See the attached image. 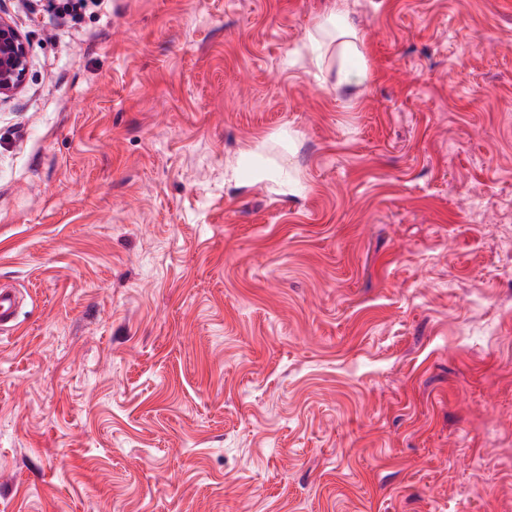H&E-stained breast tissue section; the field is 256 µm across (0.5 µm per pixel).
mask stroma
Returning a JSON list of instances; mask_svg holds the SVG:
<instances>
[{
  "label": "stroma",
  "mask_w": 512,
  "mask_h": 512,
  "mask_svg": "<svg viewBox=\"0 0 512 512\" xmlns=\"http://www.w3.org/2000/svg\"><path fill=\"white\" fill-rule=\"evenodd\" d=\"M45 2L0 512H512V0ZM341 36L347 38L342 44L344 66L338 75L341 85L367 86L372 80V74L356 43V30L348 23L342 24Z\"/></svg>",
  "instance_id": "obj_1"
}]
</instances>
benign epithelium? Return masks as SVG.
<instances>
[{"mask_svg": "<svg viewBox=\"0 0 512 512\" xmlns=\"http://www.w3.org/2000/svg\"><path fill=\"white\" fill-rule=\"evenodd\" d=\"M30 66L28 42L9 18L0 15V103L21 92Z\"/></svg>", "mask_w": 512, "mask_h": 512, "instance_id": "benign-epithelium-1", "label": "benign epithelium"}]
</instances>
